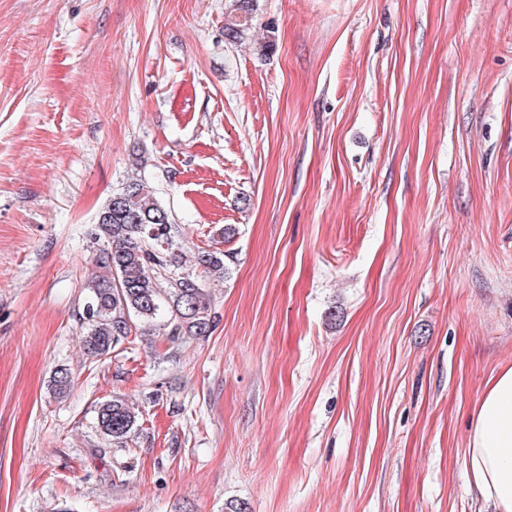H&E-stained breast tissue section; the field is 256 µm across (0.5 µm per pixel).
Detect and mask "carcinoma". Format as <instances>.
<instances>
[{
  "mask_svg": "<svg viewBox=\"0 0 512 512\" xmlns=\"http://www.w3.org/2000/svg\"><path fill=\"white\" fill-rule=\"evenodd\" d=\"M253 11L254 0H233L224 23L228 42L246 38ZM94 235L107 248L87 285L81 345L88 355H109L136 325L148 331L162 327L173 338L210 335L215 314L202 281L225 276L224 253L202 246L189 257L178 252L170 214L146 178L133 176L112 194ZM71 386L70 372L56 370L53 395L63 397ZM96 420L103 439L122 443L137 429L138 415L114 396L100 404Z\"/></svg>",
  "mask_w": 512,
  "mask_h": 512,
  "instance_id": "obj_1",
  "label": "carcinoma"
}]
</instances>
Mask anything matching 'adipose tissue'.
Returning <instances> with one entry per match:
<instances>
[{"label": "adipose tissue", "mask_w": 512, "mask_h": 512, "mask_svg": "<svg viewBox=\"0 0 512 512\" xmlns=\"http://www.w3.org/2000/svg\"><path fill=\"white\" fill-rule=\"evenodd\" d=\"M465 465L493 512H512V366L492 378L471 419Z\"/></svg>", "instance_id": "adipose-tissue-1"}]
</instances>
